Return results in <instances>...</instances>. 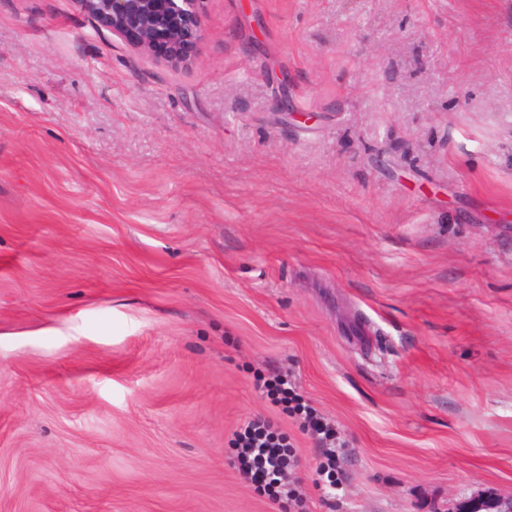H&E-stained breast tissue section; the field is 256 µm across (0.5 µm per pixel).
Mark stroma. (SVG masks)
<instances>
[{"label":"stroma","instance_id":"35a3bbf8","mask_svg":"<svg viewBox=\"0 0 512 512\" xmlns=\"http://www.w3.org/2000/svg\"><path fill=\"white\" fill-rule=\"evenodd\" d=\"M186 63L0 0V512H275L292 373L335 510L512 497V0H207ZM273 406L283 414L300 420L299 428L309 433L317 442L324 457L316 468L312 486L319 494V501L329 509L345 495L336 459V425L325 419L318 410L296 388L288 374L274 373L260 386ZM278 424L269 417L256 416L234 433L236 455L231 461L240 479L278 507V512L302 508L307 493L300 481L289 480L285 471L290 443L277 434ZM293 509V510H292Z\"/></svg>","mask_w":512,"mask_h":512}]
</instances>
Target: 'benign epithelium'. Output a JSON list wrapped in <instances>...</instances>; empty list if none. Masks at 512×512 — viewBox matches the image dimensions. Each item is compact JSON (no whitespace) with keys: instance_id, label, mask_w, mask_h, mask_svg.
I'll return each mask as SVG.
<instances>
[{"instance_id":"1","label":"benign epithelium","mask_w":512,"mask_h":512,"mask_svg":"<svg viewBox=\"0 0 512 512\" xmlns=\"http://www.w3.org/2000/svg\"><path fill=\"white\" fill-rule=\"evenodd\" d=\"M206 0H76L79 9L98 27L126 43L140 55H155L165 47L164 60L186 61L185 47L201 41L200 16ZM470 512H512L510 499H480Z\"/></svg>"}]
</instances>
